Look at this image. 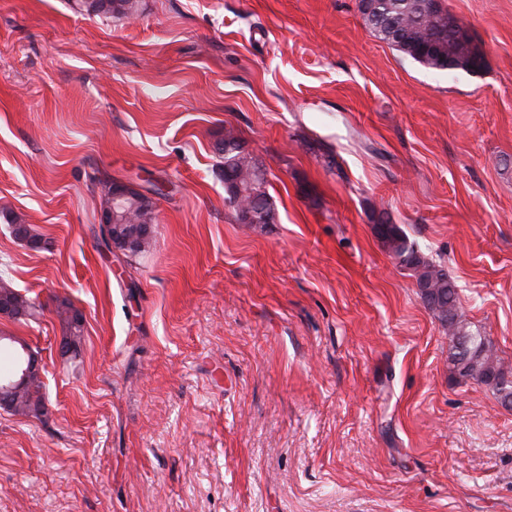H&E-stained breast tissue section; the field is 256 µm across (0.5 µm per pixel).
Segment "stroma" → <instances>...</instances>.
<instances>
[{
    "label": "stroma",
    "instance_id": "obj_1",
    "mask_svg": "<svg viewBox=\"0 0 512 512\" xmlns=\"http://www.w3.org/2000/svg\"><path fill=\"white\" fill-rule=\"evenodd\" d=\"M444 3L479 73L421 67L359 0H0V277L38 309L0 334L47 402L0 408V512H512V409L453 376L373 229L448 271L512 370V0ZM229 132L277 223H239ZM138 177L168 186L150 250L106 253L104 184ZM87 11L109 14L113 17L131 16L137 11L136 0H92Z\"/></svg>",
    "mask_w": 512,
    "mask_h": 512
}]
</instances>
